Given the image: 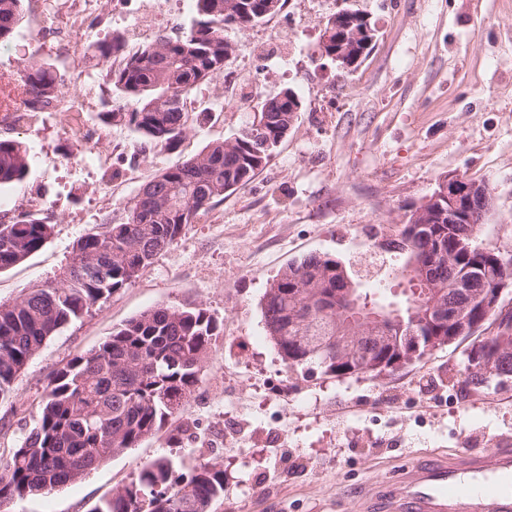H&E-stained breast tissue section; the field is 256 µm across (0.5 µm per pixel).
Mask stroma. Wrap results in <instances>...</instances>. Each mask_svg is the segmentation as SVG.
Instances as JSON below:
<instances>
[{"label": "stroma", "instance_id": "35a3bbf8", "mask_svg": "<svg viewBox=\"0 0 512 512\" xmlns=\"http://www.w3.org/2000/svg\"><path fill=\"white\" fill-rule=\"evenodd\" d=\"M136 0H116L107 23L88 19L79 58L44 45L47 18L64 0H42L0 47V82L19 86L33 63L50 65L77 95L74 70L102 91L86 111L38 112L30 125L0 128L22 142L29 172L0 187V218L32 213L50 240L0 272V304L53 277L76 241L125 206L164 167L233 137L262 99L292 88L303 109L295 129L246 185L225 193L131 284L64 326L34 355L0 400V455L32 425L52 373L159 304L201 306L220 329L200 380L176 421L76 483L0 503V512H91L155 458L224 468L212 512H352L354 488L394 479L410 455L454 453L463 438L493 447L512 437V377L467 385L471 340L381 377L289 371L267 336L262 300L288 264L311 254L341 260L360 284L393 283L387 247L406 212L439 181L487 182L493 206L481 247L512 255V0H304L305 22L266 20L229 29L236 51L225 76L256 73L259 95L227 109L214 85L196 89L206 111L189 113L178 148L160 152L131 127L106 123L113 105L106 66L88 49L113 33L134 34ZM369 15L377 38L359 65L319 50L323 8ZM77 121L96 140L77 145Z\"/></svg>", "mask_w": 512, "mask_h": 512}]
</instances>
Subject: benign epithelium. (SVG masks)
Listing matches in <instances>:
<instances>
[{
    "label": "benign epithelium",
    "instance_id": "7a95c632",
    "mask_svg": "<svg viewBox=\"0 0 512 512\" xmlns=\"http://www.w3.org/2000/svg\"><path fill=\"white\" fill-rule=\"evenodd\" d=\"M336 41H331V35ZM374 41L370 26L361 20L345 14L336 18V30H328L322 35L323 56L335 62L348 59L360 61ZM440 189L427 196L414 208L415 218L422 224L414 226V232L430 229V225L447 222L449 224H480L492 205L493 195L485 193L481 202H476L475 187L457 176H450L439 182ZM456 287L465 303L448 312L441 306L428 309L423 321L414 322L405 350L392 354L387 348L390 343L386 334L395 322L402 320L398 312H381L372 318L370 325L373 354L377 355L376 369L384 375L414 363L420 353H430L448 345V334L461 336L474 330L485 321V314L495 310L509 288V280L500 279L491 267H484L473 274L462 272Z\"/></svg>",
    "mask_w": 512,
    "mask_h": 512
}]
</instances>
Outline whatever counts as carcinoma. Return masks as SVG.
Here are the masks:
<instances>
[{
    "label": "carcinoma",
    "instance_id": "obj_1",
    "mask_svg": "<svg viewBox=\"0 0 512 512\" xmlns=\"http://www.w3.org/2000/svg\"><path fill=\"white\" fill-rule=\"evenodd\" d=\"M283 4L195 0V14L181 36L160 34L126 55L120 67L108 69L115 108L103 113V120L126 123L155 149H176L187 134L185 99L223 76L235 52L224 31L254 26ZM22 14L23 0H0V45L9 41ZM124 44V36L116 34L95 45V56L108 64ZM22 83L30 109L59 93L56 74L43 64L33 65ZM300 111L302 102L290 88L264 99L234 137L161 169L127 205L122 223H106L82 236L54 279L1 304L0 399L62 327L133 282L215 199L246 185L292 132ZM27 172L26 150L15 141L0 140V185L19 182ZM443 228L448 264L439 277L425 284L415 281L416 256L427 253L429 241L411 237L405 224L389 243L403 256L395 270V277L407 284L400 297L387 300L355 281L358 305L351 315L316 311L302 331L293 320L308 315L310 302L318 295L334 298L336 290L346 287L336 275L341 262L311 254L282 270L265 292L262 314L266 334L282 350L288 370L343 376L336 355L321 349V340L338 329L344 336L363 335L368 315L376 310H398L405 325L394 327V336L408 335L412 320L427 311L433 298L449 297L450 278L487 261L474 244L477 226ZM52 234L53 225L28 213L0 220V271L39 251ZM216 335L218 324L207 309L158 305L128 320L98 347L70 359L50 379L28 435L8 456L0 455V503L63 487L158 434L194 392ZM471 351L502 376L512 377L511 336L492 332ZM175 472V461L159 456L92 512H211L224 496V469L216 463L196 466L186 477Z\"/></svg>",
    "mask_w": 512,
    "mask_h": 512
}]
</instances>
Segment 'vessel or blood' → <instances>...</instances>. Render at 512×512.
Segmentation results:
<instances>
[{
	"label": "vessel or blood",
	"instance_id": "b4317fda",
	"mask_svg": "<svg viewBox=\"0 0 512 512\" xmlns=\"http://www.w3.org/2000/svg\"><path fill=\"white\" fill-rule=\"evenodd\" d=\"M362 512H512V440L463 447L453 457L414 458L395 480L371 484Z\"/></svg>",
	"mask_w": 512,
	"mask_h": 512
}]
</instances>
